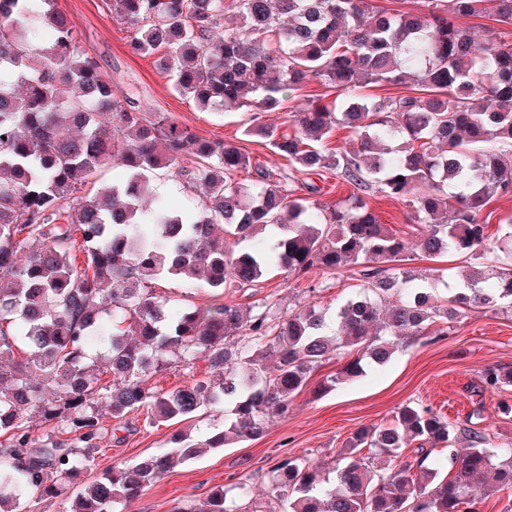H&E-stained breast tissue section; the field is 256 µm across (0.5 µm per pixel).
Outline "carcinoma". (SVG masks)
<instances>
[{
  "label": "carcinoma",
  "mask_w": 512,
  "mask_h": 512,
  "mask_svg": "<svg viewBox=\"0 0 512 512\" xmlns=\"http://www.w3.org/2000/svg\"><path fill=\"white\" fill-rule=\"evenodd\" d=\"M225 2L112 0V9L132 29V52L156 56L174 91L202 108L277 112L312 77L335 89L334 100L292 115V133L254 118L243 135L263 139L296 172L336 174L354 187L348 198L321 202L315 184L288 194L265 170L243 185L242 148L117 101L56 0H0V512H34L21 490L62 495L105 442L108 421L117 429L134 411L160 423L231 407L203 441L179 432L171 449L104 471L76 491L69 512H118L200 449L261 435L333 355L349 359L319 394L387 364L408 339L448 335L452 314L512 307V217L494 235L479 219L493 198L512 196V44L463 25H512V0H426L425 13L388 12L375 0H233L232 28L223 26ZM379 85L408 91L364 93ZM338 126L354 146L327 154L319 144ZM113 160L126 181L72 205ZM158 171L199 188L203 206L154 195ZM371 193L408 208L425 256L465 258L448 295L402 268L408 241L379 221L364 200ZM258 227L272 249L224 248V234L245 241ZM272 265L359 275L336 307L335 333L314 306L281 316L231 301L172 310L153 288L168 277L222 296L257 285ZM169 355L206 361L212 378L166 392L147 386ZM102 373L112 385L99 384ZM481 384L503 393L512 369L488 368ZM35 416L61 431L35 434ZM453 435L444 416L410 404L358 429L334 480L285 457L271 487L288 494L289 512H478L489 473L512 489V457L495 463L500 448L471 428L449 473L425 464ZM414 442L417 465L396 462ZM364 448L386 472L360 456ZM175 512H237L236 499L222 487Z\"/></svg>",
  "instance_id": "obj_1"
}]
</instances>
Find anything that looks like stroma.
<instances>
[{
    "mask_svg": "<svg viewBox=\"0 0 512 512\" xmlns=\"http://www.w3.org/2000/svg\"><path fill=\"white\" fill-rule=\"evenodd\" d=\"M56 6L70 19L82 50L99 62L118 100L131 99L142 111L169 115L202 139L242 145L250 156V166L238 173L240 182H251L256 170L263 168L284 177L285 188L302 191V180L292 178L285 158L262 140L243 136L253 111L204 109L193 99L177 94L154 57L131 52L129 26L107 0H56ZM367 202L381 223L405 233L410 269L429 277L442 275L447 282L458 273L459 257L424 256L421 234L413 230L401 202L380 194L369 195ZM354 283L353 273L348 272L325 277L322 288L313 290L309 279L273 269L258 286L236 289L228 298L246 309L272 304L281 315L310 305L332 310L339 299L352 292ZM338 365V359L333 358L315 368L307 389L293 399L288 416L270 418L261 436L227 448L204 449L200 456L146 488L129 505V512H173L181 504L202 502L215 487L236 483L248 487L239 501L242 512H284L286 504L272 493L269 482L270 471L279 459L296 456L331 472L338 452L358 428L391 421L409 403L431 407L460 428L477 425L486 429L499 447L512 448V415L499 413L497 396L482 391L480 382L486 367H512V310L472 308L449 322L447 335L403 343L383 368L369 369L355 382L314 396V388L335 373ZM206 371L205 361L187 364L175 360L149 374L147 383L172 391L191 385ZM224 414V407H212L187 421L152 425L144 413H130L125 428L107 438L95 452L92 466L76 477L73 485L81 487L103 470L128 466L168 450L177 432L185 430L193 439H204L212 427L223 424Z\"/></svg>",
    "mask_w": 512,
    "mask_h": 512,
    "instance_id": "1",
    "label": "stroma"
}]
</instances>
